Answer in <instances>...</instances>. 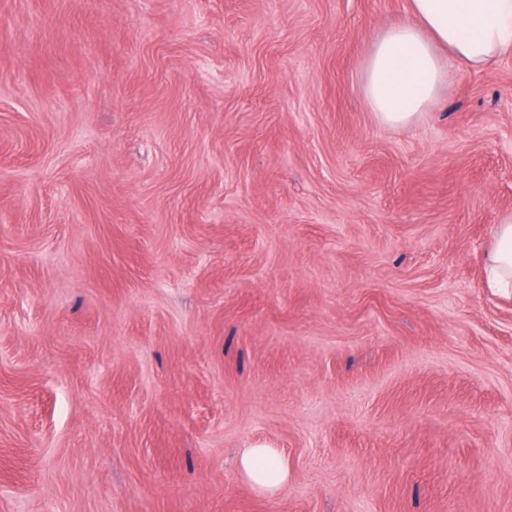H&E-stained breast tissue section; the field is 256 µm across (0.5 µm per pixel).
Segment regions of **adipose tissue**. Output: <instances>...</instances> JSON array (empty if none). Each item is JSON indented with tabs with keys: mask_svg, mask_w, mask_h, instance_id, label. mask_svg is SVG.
<instances>
[{
	"mask_svg": "<svg viewBox=\"0 0 512 512\" xmlns=\"http://www.w3.org/2000/svg\"><path fill=\"white\" fill-rule=\"evenodd\" d=\"M409 14L373 41L361 71L366 105L389 127L418 120L452 71L512 54V0H409ZM484 277L495 293L512 295V214L495 228ZM237 470L263 494L278 492L289 478L274 448L240 449Z\"/></svg>",
	"mask_w": 512,
	"mask_h": 512,
	"instance_id": "ef3b65f1",
	"label": "adipose tissue"
}]
</instances>
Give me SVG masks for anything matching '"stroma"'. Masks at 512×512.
<instances>
[{"mask_svg":"<svg viewBox=\"0 0 512 512\" xmlns=\"http://www.w3.org/2000/svg\"><path fill=\"white\" fill-rule=\"evenodd\" d=\"M407 19L0 0V512H512V56L382 126ZM484 277L495 293L512 295V214L497 224L487 253ZM239 475L262 494H274L288 484V463L276 448H243L237 456Z\"/></svg>","mask_w":512,"mask_h":512,"instance_id":"stroma-1","label":"stroma"}]
</instances>
